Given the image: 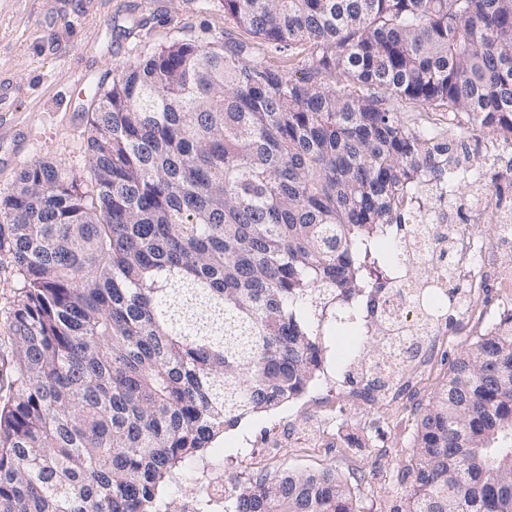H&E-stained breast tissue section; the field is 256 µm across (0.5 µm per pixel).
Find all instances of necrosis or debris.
I'll list each match as a JSON object with an SVG mask.
<instances>
[{
    "label": "necrosis or debris",
    "mask_w": 512,
    "mask_h": 512,
    "mask_svg": "<svg viewBox=\"0 0 512 512\" xmlns=\"http://www.w3.org/2000/svg\"><path fill=\"white\" fill-rule=\"evenodd\" d=\"M466 142L485 160L474 175L479 188L463 199L444 187L428 188L419 210L409 213L400 248L408 265L428 276L377 296L367 322L388 325L390 334L355 365L362 382L352 391L355 401L392 397L399 385L416 384L447 334L442 312L468 319L488 282L501 288L504 309L512 308V138H486L473 126ZM465 212L495 224L493 237L464 231L458 216Z\"/></svg>",
    "instance_id": "4bbe7bcc"
}]
</instances>
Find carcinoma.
Listing matches in <instances>:
<instances>
[{"instance_id": "obj_1", "label": "carcinoma", "mask_w": 512, "mask_h": 512, "mask_svg": "<svg viewBox=\"0 0 512 512\" xmlns=\"http://www.w3.org/2000/svg\"><path fill=\"white\" fill-rule=\"evenodd\" d=\"M313 75L175 42L92 90L83 183L45 160L0 198L18 298L0 369V512H178L167 486L239 419L301 396L328 327L371 312L451 136L386 99L512 133V0H224ZM335 78L332 89L313 77ZM407 512H512V310L416 422ZM224 512H356L335 471Z\"/></svg>"}]
</instances>
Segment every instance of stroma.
Wrapping results in <instances>:
<instances>
[{
  "instance_id": "obj_1",
  "label": "stroma",
  "mask_w": 512,
  "mask_h": 512,
  "mask_svg": "<svg viewBox=\"0 0 512 512\" xmlns=\"http://www.w3.org/2000/svg\"><path fill=\"white\" fill-rule=\"evenodd\" d=\"M189 39L241 43L251 58L273 70L295 78L309 74L300 56L275 50L228 20L224 0H0V79L24 90L15 111L20 122L34 126L25 160L46 157L85 176L89 85ZM76 67L91 69L87 83L74 85ZM499 313L498 293L489 291L471 324L449 325L447 344L417 388L397 402L382 399L360 408L342 392L351 362L364 355L363 341L352 334L342 348L335 329H327L316 384L301 397L226 429L185 466L167 495L190 501L215 474L223 475L229 489L289 470L333 469L350 482L357 512H406L416 419L454 357L485 334Z\"/></svg>"
}]
</instances>
